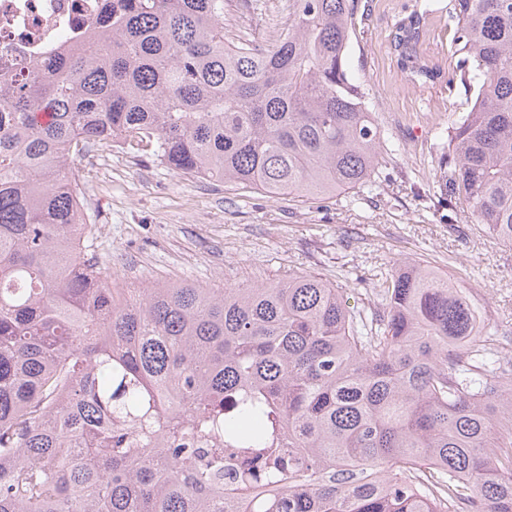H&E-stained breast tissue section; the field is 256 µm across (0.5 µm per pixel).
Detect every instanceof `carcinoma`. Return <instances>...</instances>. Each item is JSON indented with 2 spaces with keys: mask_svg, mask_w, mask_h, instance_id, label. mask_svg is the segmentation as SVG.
<instances>
[{
  "mask_svg": "<svg viewBox=\"0 0 512 512\" xmlns=\"http://www.w3.org/2000/svg\"><path fill=\"white\" fill-rule=\"evenodd\" d=\"M358 9L288 0L255 43L226 40L224 0H101L83 42L4 68L0 512H512V374L447 273L396 269L369 317L314 275L131 290L87 254L81 163L117 141L272 197L375 186ZM443 12L446 72L421 51ZM391 46L474 99L448 224L512 248V0L428 3Z\"/></svg>",
  "mask_w": 512,
  "mask_h": 512,
  "instance_id": "1",
  "label": "carcinoma"
}]
</instances>
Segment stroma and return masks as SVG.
I'll list each match as a JSON object with an SVG mask.
<instances>
[{
  "mask_svg": "<svg viewBox=\"0 0 512 512\" xmlns=\"http://www.w3.org/2000/svg\"><path fill=\"white\" fill-rule=\"evenodd\" d=\"M362 2L369 10L351 36L350 69L386 150L373 198L272 197L176 175L151 152L118 142L95 152L84 187L96 226L91 251L118 288L146 280L246 287L310 274L342 286L353 311L373 302L392 271L422 262L478 294L512 352V249L477 225L449 226L438 203L443 135L470 104L444 86L423 93L398 67L390 35L416 0ZM287 23L288 0H229L224 10L235 41L264 42Z\"/></svg>",
  "mask_w": 512,
  "mask_h": 512,
  "instance_id": "35a3bbf8",
  "label": "stroma"
}]
</instances>
